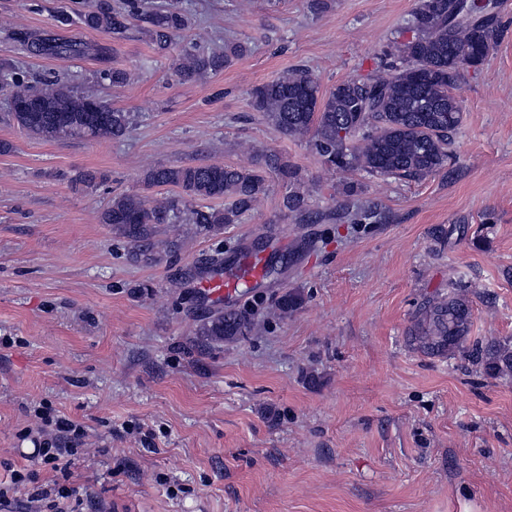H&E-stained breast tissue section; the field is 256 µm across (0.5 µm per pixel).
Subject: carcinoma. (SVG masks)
<instances>
[{
  "label": "carcinoma",
  "mask_w": 512,
  "mask_h": 512,
  "mask_svg": "<svg viewBox=\"0 0 512 512\" xmlns=\"http://www.w3.org/2000/svg\"><path fill=\"white\" fill-rule=\"evenodd\" d=\"M490 0H418L409 23L411 38L396 47V59L365 75L350 77L327 93L303 68H292L251 91V106L279 132L293 139H310L329 171L356 172L372 177L416 179L435 173L452 159L451 136L463 110L454 94L464 72L488 58L498 37ZM141 23L161 52L189 26V17L171 9L145 11L137 0L120 7L110 0H90L81 23L92 30L125 32L129 19ZM17 39L36 54L58 59L84 57L90 44L82 40L33 38L16 31ZM241 44L224 50L186 49L176 64L184 82L216 73L232 56H242ZM9 89L8 119L22 130L48 141L95 138L119 139L129 126L128 115L112 108L93 91L60 79L29 85L0 67V88ZM291 185L283 198L289 213L303 217L308 195L300 189L297 170L269 154L249 167L210 163L153 167L142 175L144 189L168 187L171 195L149 197L121 194L101 210L99 221L112 226L135 248L133 257H148L149 244L161 224L186 219L207 231L237 224L266 193L267 172ZM227 199L222 207L197 202ZM304 303L302 294L287 291L274 303L282 318ZM472 301L459 285L448 295L422 304L408 336L413 346L431 357L459 354L471 359L482 374L497 379L512 376V341L491 338L471 341ZM254 327L249 314L228 309L200 323L193 335L220 341L245 336Z\"/></svg>",
  "instance_id": "carcinoma-1"
}]
</instances>
